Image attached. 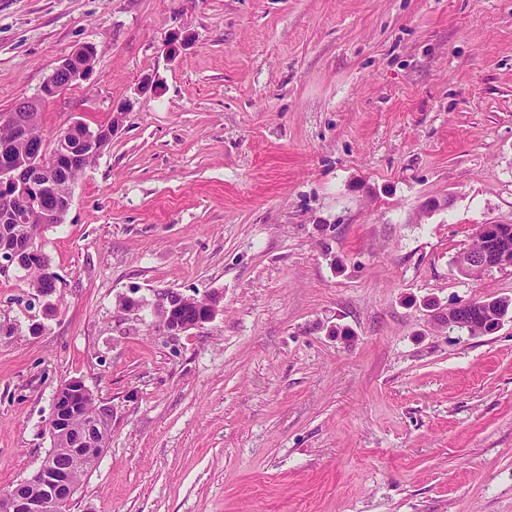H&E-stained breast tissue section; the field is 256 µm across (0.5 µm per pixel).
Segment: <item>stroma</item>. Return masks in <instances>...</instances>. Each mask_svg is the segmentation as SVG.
<instances>
[{
  "label": "stroma",
  "instance_id": "obj_1",
  "mask_svg": "<svg viewBox=\"0 0 512 512\" xmlns=\"http://www.w3.org/2000/svg\"><path fill=\"white\" fill-rule=\"evenodd\" d=\"M88 42L46 134L126 111L38 240L51 309L0 272V491L79 377L112 437L71 512H512V322L433 319L512 299L454 265L512 224V0H0V112ZM157 289L220 313L119 306ZM164 291L161 290L154 293V301L152 302L155 313L160 317L163 323L164 330L170 335H180L191 329L203 327L205 324L215 320L220 312L219 302L220 298L218 295H212L208 298V303L203 308H186L189 305H193L195 296L186 295L172 291V293L178 298L177 301L170 299L168 296H164ZM180 308H186L182 311L183 317L190 319H178V310ZM507 300L506 298H493L491 300H480V302H486V304H491L492 307H495L498 305L499 302ZM481 303L477 301H471L466 302L463 304H459L456 306H453L448 309V326H456L458 328H464L469 333H471V330L466 324H464L462 321H460V318L462 315L465 314L466 311L472 310L474 308H477ZM493 316L492 314L487 313L486 311H483V313H480L478 311H471L469 313H466V315L463 316V319L466 323L473 324L472 330L476 332V328L479 329V335L484 334L487 332H490L493 330V325L490 323Z\"/></svg>",
  "mask_w": 512,
  "mask_h": 512
}]
</instances>
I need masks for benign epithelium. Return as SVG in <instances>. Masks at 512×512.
Returning a JSON list of instances; mask_svg holds the SVG:
<instances>
[{
  "instance_id": "benign-epithelium-1",
  "label": "benign epithelium",
  "mask_w": 512,
  "mask_h": 512,
  "mask_svg": "<svg viewBox=\"0 0 512 512\" xmlns=\"http://www.w3.org/2000/svg\"><path fill=\"white\" fill-rule=\"evenodd\" d=\"M187 36L174 33L164 44L163 53L173 60L185 45ZM96 55L95 46L86 43L64 57L55 67L41 87L40 94L32 99L17 103L11 112L0 114V120L13 122L16 113L28 112L31 121L38 119L41 104L54 99L65 90L85 80L93 69ZM117 125H97L81 128L78 144L69 141L71 129L66 127L55 141L53 150L46 151L40 145L26 158L19 169L25 173L20 178L18 169L6 161L0 162V211H4L3 223L26 224L29 220L28 204L30 196L40 194V190L50 186V169L62 158L65 166L73 169L85 165L88 158L99 157L112 142ZM512 237L509 224H483L475 233L476 244L463 251L456 260L457 271L469 277H477L492 268L512 267V254L500 248L506 239ZM43 257L39 245L31 241L22 254H18L8 243H0V269L34 264ZM177 300L164 296V291L154 293L152 302L155 313L160 317L164 330L170 335H180L191 329L201 328L215 320L220 312L219 296L209 297L207 305L191 319L178 318V310L193 304L195 296L175 293ZM479 306L471 301L448 309V325L465 328L460 321L465 312ZM90 392L80 378H70L59 384L53 397L48 419L49 433L72 432L77 436L75 447L62 452L52 448L40 465L18 483L12 493L0 498V512H71L74 497L80 484L69 480L67 470L83 458L101 456L112 432V413L100 416L88 430H75L71 419L81 408L82 401Z\"/></svg>"
}]
</instances>
